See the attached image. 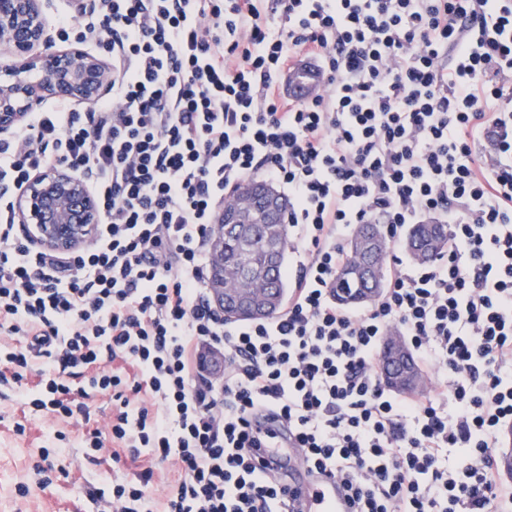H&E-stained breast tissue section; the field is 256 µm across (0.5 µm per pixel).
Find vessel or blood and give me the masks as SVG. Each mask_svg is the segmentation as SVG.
Returning <instances> with one entry per match:
<instances>
[{"mask_svg":"<svg viewBox=\"0 0 512 512\" xmlns=\"http://www.w3.org/2000/svg\"><path fill=\"white\" fill-rule=\"evenodd\" d=\"M289 99L298 104L323 95L328 87L326 72L313 60L301 58L289 65L282 77ZM260 457L268 463L287 464L286 483L297 496L304 512H349V505L336 481L329 476L311 473L294 457L287 435L261 449Z\"/></svg>","mask_w":512,"mask_h":512,"instance_id":"vessel-or-blood-1","label":"vessel or blood"}]
</instances>
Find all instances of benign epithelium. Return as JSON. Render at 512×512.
<instances>
[{"label":"benign epithelium","mask_w":512,"mask_h":512,"mask_svg":"<svg viewBox=\"0 0 512 512\" xmlns=\"http://www.w3.org/2000/svg\"><path fill=\"white\" fill-rule=\"evenodd\" d=\"M44 0H0V54L17 58L8 67L0 66V143L14 137L48 99L67 100L93 109L112 91V59L87 49L78 40L58 47L48 23ZM42 73L34 82L32 71ZM239 204L224 215L217 206V230L209 240L213 261L209 270L210 299L218 314L231 320L242 309L252 317H269L277 311V301L268 288L272 272L246 274L244 287L231 295L224 288V225L273 224L287 202L267 184L257 186L246 180L235 187ZM0 197L12 204L16 223L27 230V240L36 249L66 255L88 247L100 223V206L89 177L65 165L38 168L21 186L0 183ZM392 346L386 374L403 385L411 383L409 355L398 336L386 337Z\"/></svg>","instance_id":"obj_1"}]
</instances>
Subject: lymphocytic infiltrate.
Here are the masks:
<instances>
[{"label": "lymphocytic infiltrate", "mask_w": 512, "mask_h": 512, "mask_svg": "<svg viewBox=\"0 0 512 512\" xmlns=\"http://www.w3.org/2000/svg\"><path fill=\"white\" fill-rule=\"evenodd\" d=\"M56 25L111 38L112 96L33 113L0 145V182L67 164L101 224L86 249L46 253L0 201V393L81 425V461L138 463L89 491L95 512H299L253 461L281 422L351 512H512L496 460L512 423V0H99ZM302 55L329 87L296 104L277 77ZM253 178L288 196V302L227 322L208 239ZM426 223L448 240L416 263L405 235ZM360 224L384 228L388 281L348 307L333 284ZM392 334L428 388L386 386ZM168 462L180 475L158 502Z\"/></svg>", "instance_id": "obj_1"}]
</instances>
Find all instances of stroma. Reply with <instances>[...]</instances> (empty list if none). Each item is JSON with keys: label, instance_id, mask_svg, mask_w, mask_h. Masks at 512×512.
<instances>
[{"label": "stroma", "instance_id": "obj_1", "mask_svg": "<svg viewBox=\"0 0 512 512\" xmlns=\"http://www.w3.org/2000/svg\"><path fill=\"white\" fill-rule=\"evenodd\" d=\"M24 424V434H17V424ZM79 437L67 421H44L23 412L18 398L0 399V512H93L86 488H104L111 484V465H86L76 468ZM56 449L55 468L50 485H43L36 469L39 451ZM29 488L19 496L17 485Z\"/></svg>", "mask_w": 512, "mask_h": 512}]
</instances>
